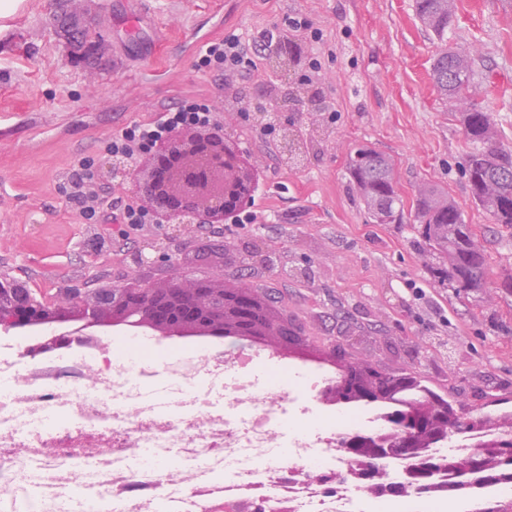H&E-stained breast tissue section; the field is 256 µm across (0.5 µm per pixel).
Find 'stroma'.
<instances>
[{
	"instance_id": "1",
	"label": "stroma",
	"mask_w": 512,
	"mask_h": 512,
	"mask_svg": "<svg viewBox=\"0 0 512 512\" xmlns=\"http://www.w3.org/2000/svg\"><path fill=\"white\" fill-rule=\"evenodd\" d=\"M56 0H24L0 33V274L56 294L62 286L124 282L129 254L161 237L145 224L119 238L87 224L66 199L64 178L80 159L101 164L103 141L128 124L186 98H210L218 118L264 172L253 224L192 229L184 245L203 254L195 273L223 266L224 281L264 292L270 309L317 347L361 358L448 390L466 410L512 397V235L499 232L472 201L463 174L470 144L456 103L435 89L440 49L474 59L469 102L492 115L497 142L512 147V0H456L444 37L425 30L414 0H81L109 46L106 64L68 58L50 19ZM308 29H286L288 18ZM281 27L299 42V68L323 109L288 107L281 125L316 150L280 159L279 135L254 139L241 116L247 101L280 96L283 83L260 60L249 80L197 71L206 41ZM368 145L393 159L405 211L401 224H374L348 186L351 152ZM427 181L456 201L489 256L488 284L457 291L434 282L433 259L414 243L415 188ZM260 246L287 262H243ZM239 257L225 261L228 248Z\"/></svg>"
}]
</instances>
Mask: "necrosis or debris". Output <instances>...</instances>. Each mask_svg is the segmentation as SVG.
<instances>
[{
  "label": "necrosis or debris",
  "mask_w": 512,
  "mask_h": 512,
  "mask_svg": "<svg viewBox=\"0 0 512 512\" xmlns=\"http://www.w3.org/2000/svg\"><path fill=\"white\" fill-rule=\"evenodd\" d=\"M47 324L0 336V512H214L294 489L293 512H447L465 503L338 484L339 453L359 433L387 432L363 406L324 403L336 373L209 337L142 328L81 337L31 361L61 335Z\"/></svg>",
  "instance_id": "obj_1"
}]
</instances>
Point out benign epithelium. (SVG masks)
<instances>
[{
  "label": "benign epithelium",
  "mask_w": 512,
  "mask_h": 512,
  "mask_svg": "<svg viewBox=\"0 0 512 512\" xmlns=\"http://www.w3.org/2000/svg\"><path fill=\"white\" fill-rule=\"evenodd\" d=\"M280 62L288 72L298 67L303 54L298 43L283 42ZM101 174L113 185L144 200L165 228L166 238L175 239L205 224L217 227L224 213L243 207L256 178L254 167L240 162L232 132L219 124L209 132L179 136L157 147L150 159L129 167L107 161ZM195 256L188 252L172 254L162 247L147 253L137 250L129 256V268L136 272L144 266L162 264L168 276L164 285H147L135 277L106 288H65L56 297L35 293L28 282L0 276V328L21 329L35 322H63L80 317L88 326L117 319L127 328L153 323L168 328L194 324L209 335L262 336L273 348H291L304 342L288 319L266 317L257 320L254 292L248 286L226 288L223 275L195 278L190 272ZM414 386L404 374L383 380L373 367L362 361H345L339 381L321 392L326 403L347 396L382 399L400 388ZM485 425L482 413L462 416L439 401L426 403L397 419L394 433L388 437L357 434L343 442L341 451L359 466L364 480L376 477L374 464L384 459L418 457L419 464L408 470L406 487L425 485L438 462L422 449L444 440L449 433L465 427ZM492 481L498 473L486 467L476 452L464 467Z\"/></svg>",
  "instance_id": "obj_1"
}]
</instances>
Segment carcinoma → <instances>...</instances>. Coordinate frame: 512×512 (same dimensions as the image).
I'll list each match as a JSON object with an SVG mask.
<instances>
[{
  "instance_id": "cac0c4a2",
  "label": "carcinoma",
  "mask_w": 512,
  "mask_h": 512,
  "mask_svg": "<svg viewBox=\"0 0 512 512\" xmlns=\"http://www.w3.org/2000/svg\"><path fill=\"white\" fill-rule=\"evenodd\" d=\"M414 8L420 22L441 39L453 20L455 0H414ZM57 20L66 42L82 56L105 52L102 34L80 20L72 0H59ZM432 79L444 99L467 101L473 80L472 57L464 50L441 51L432 64ZM462 119L471 145L465 175L472 199L491 223L512 235V149L495 140L490 113L471 106L462 112ZM348 176L350 189L371 222L403 223L390 157L362 146L350 157ZM415 218L420 223L417 245L437 260L430 273L438 284L465 291L486 286V250L472 225L465 222L461 208L443 189L430 183L418 187Z\"/></svg>"
}]
</instances>
